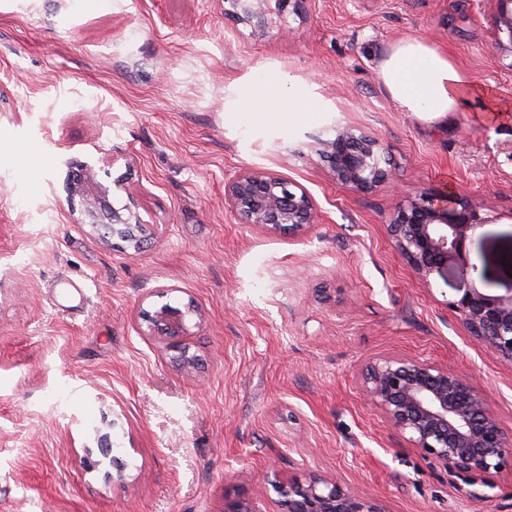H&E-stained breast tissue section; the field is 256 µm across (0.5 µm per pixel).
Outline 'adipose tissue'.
<instances>
[{
	"label": "adipose tissue",
	"mask_w": 512,
	"mask_h": 512,
	"mask_svg": "<svg viewBox=\"0 0 512 512\" xmlns=\"http://www.w3.org/2000/svg\"><path fill=\"white\" fill-rule=\"evenodd\" d=\"M379 75L403 110L435 119L458 111L464 97L476 90L448 57L417 38L395 45L380 61Z\"/></svg>",
	"instance_id": "ef3b65f1"
}]
</instances>
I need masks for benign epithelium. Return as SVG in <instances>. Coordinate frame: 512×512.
<instances>
[{
	"instance_id": "1",
	"label": "benign epithelium",
	"mask_w": 512,
	"mask_h": 512,
	"mask_svg": "<svg viewBox=\"0 0 512 512\" xmlns=\"http://www.w3.org/2000/svg\"><path fill=\"white\" fill-rule=\"evenodd\" d=\"M268 0H224V15L264 33L271 21ZM495 5L492 47L499 56L512 57V0ZM316 152L331 166L336 181L352 191H368L388 179L381 166V143L352 127L336 130L330 139L316 141ZM83 208L79 223L98 231L110 224L113 234L139 251L152 234L132 209L140 190L128 192L129 205L116 209L108 189L87 174L79 182ZM224 206L241 223L303 231L319 219L309 193L288 189L277 174L264 170L239 172L224 183ZM482 206L464 193L453 200L422 191L399 204L388 234L417 277L430 285L433 276L456 281V310L470 336L503 361L512 363V294L490 295L474 284L484 271L470 262L468 242L485 224ZM187 312L164 305L147 315L164 337L188 332ZM366 401L381 411L391 427L413 447L445 467L470 475H491L512 462V431L505 430L472 384L446 365L403 355H385L370 361L362 372ZM278 499L268 512H383L371 498L337 480L318 476H291L274 484ZM222 512H259L244 493L224 498Z\"/></svg>"
}]
</instances>
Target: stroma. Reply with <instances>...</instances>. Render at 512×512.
<instances>
[{
  "mask_svg": "<svg viewBox=\"0 0 512 512\" xmlns=\"http://www.w3.org/2000/svg\"><path fill=\"white\" fill-rule=\"evenodd\" d=\"M494 7L455 0H311L258 35L224 0H0V512H264L274 475H317L383 512H512V467L484 480L423 456L362 397L373 357L467 377L512 430V363L478 346L387 226L393 191L466 190L487 222L477 288L512 294V59ZM419 38L484 89L447 118L402 111L378 72ZM287 85L293 112L242 106ZM351 126L385 147L389 179L336 181L316 140ZM40 150L25 154L21 143ZM89 168L109 200L142 184L140 250L79 223L67 185ZM244 169L307 191L299 234L240 223L225 182ZM189 333L154 336L162 305ZM188 348L196 366L175 361ZM111 435L102 457L99 430ZM122 464L126 482L107 474Z\"/></svg>",
  "mask_w": 512,
  "mask_h": 512,
  "instance_id": "35a3bbf8",
  "label": "stroma"
}]
</instances>
